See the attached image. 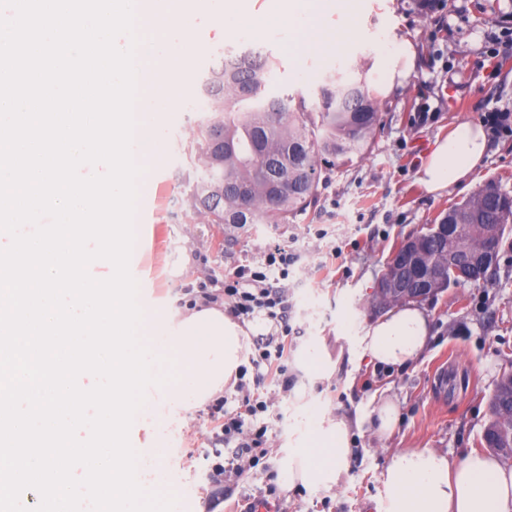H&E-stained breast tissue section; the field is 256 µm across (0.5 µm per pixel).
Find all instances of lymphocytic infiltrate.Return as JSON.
Returning a JSON list of instances; mask_svg holds the SVG:
<instances>
[{
	"mask_svg": "<svg viewBox=\"0 0 512 512\" xmlns=\"http://www.w3.org/2000/svg\"><path fill=\"white\" fill-rule=\"evenodd\" d=\"M292 262L293 256L287 245L271 242L263 251L262 262L253 267L234 266L224 276V303L229 315L240 321L261 315L274 320L279 330L266 338L257 355L252 357V384L238 382L237 397L230 401L220 400L211 414L215 438L232 448L224 466L214 474L216 482H223L227 477H241L243 460H256L266 452L268 425L263 417L268 413L270 403L252 395L251 386L273 383L287 391L294 384L288 368L292 350L289 325L292 304L286 285Z\"/></svg>",
	"mask_w": 512,
	"mask_h": 512,
	"instance_id": "f902f5d3",
	"label": "lymphocytic infiltrate"
}]
</instances>
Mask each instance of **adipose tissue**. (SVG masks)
<instances>
[{
  "label": "adipose tissue",
  "mask_w": 512,
  "mask_h": 512,
  "mask_svg": "<svg viewBox=\"0 0 512 512\" xmlns=\"http://www.w3.org/2000/svg\"><path fill=\"white\" fill-rule=\"evenodd\" d=\"M415 66L410 42L386 49L375 82L390 92ZM482 125L463 122L437 138L416 176L428 193L470 185L487 150ZM432 338L430 317L416 303H404L368 323L363 352L372 361L406 366L416 362ZM350 421L339 416L324 428H304L288 451L284 488L339 482L349 452ZM385 497L379 512H512V465L489 453L471 452L458 461L434 448H404L391 453L382 471Z\"/></svg>",
  "instance_id": "obj_1"
}]
</instances>
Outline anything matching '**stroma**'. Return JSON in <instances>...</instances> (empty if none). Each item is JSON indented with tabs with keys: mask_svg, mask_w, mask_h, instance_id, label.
Listing matches in <instances>:
<instances>
[{
	"mask_svg": "<svg viewBox=\"0 0 512 512\" xmlns=\"http://www.w3.org/2000/svg\"><path fill=\"white\" fill-rule=\"evenodd\" d=\"M270 23L261 39H243L224 29V19L198 9L189 18L198 45L179 75L192 90L165 115V135L155 149L149 188L137 215L140 252L130 258L141 300L163 311L186 289L223 281L235 262L257 264L265 245L287 243L295 257L288 286L293 309L290 324L296 352L316 345L333 366L320 378L288 367L303 397L269 384L259 388L272 401L269 451L258 465L225 487L210 483L214 465L230 451L208 452L212 424L208 408L172 420L166 429L143 422L130 429L136 448H161L159 473L143 472L145 488L168 483L180 496L181 512H243L267 487L280 512H376L384 497L380 480L389 454L398 448H434L460 460L484 451V429L491 419L490 397L503 374L512 372V233L499 246V261L487 283L448 288L423 306L432 321L428 352L408 367L374 363L364 356L365 326L382 316L375 282L393 251L407 237L452 204L473 197L476 186L454 187L430 195L416 171L436 137L450 126L481 121L495 107H512V57L496 76L482 63L491 26L512 28V0H350L330 7L322 31L333 37L323 48H288V21L275 16L270 0H252ZM410 40L416 67L403 85L376 95L382 121L368 150L353 166L339 167L321 179L318 197L291 224H250L226 230L214 224L184 223L186 173L192 165L186 147L209 108L202 77L225 46L251 50L275 63L265 92L274 96L317 99L319 87L342 76L371 80L383 45ZM430 107L435 118L420 125L414 114ZM488 155L478 184L497 180L512 192V136L489 137ZM399 401L400 421L389 438L377 439L368 414L382 394ZM306 403L313 426L344 415L354 420L350 450L339 483L296 485L286 490L278 475L288 465L295 440L297 407Z\"/></svg>",
	"mask_w": 512,
	"mask_h": 512,
	"instance_id": "1",
	"label": "stroma"
}]
</instances>
